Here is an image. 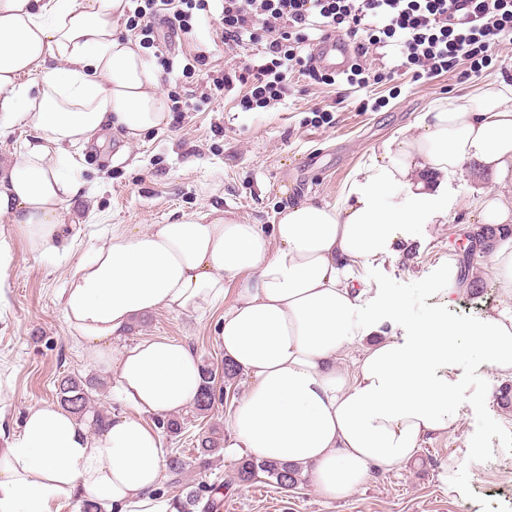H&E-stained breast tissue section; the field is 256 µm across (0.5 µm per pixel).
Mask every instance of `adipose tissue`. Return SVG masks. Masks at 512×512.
Listing matches in <instances>:
<instances>
[{
  "label": "adipose tissue",
  "mask_w": 512,
  "mask_h": 512,
  "mask_svg": "<svg viewBox=\"0 0 512 512\" xmlns=\"http://www.w3.org/2000/svg\"><path fill=\"white\" fill-rule=\"evenodd\" d=\"M128 2L0 0V130L34 133L0 167V220L31 254L54 253L62 227L79 221L84 183L70 147L102 142L109 128L132 144L170 119L140 45L115 27ZM471 162L497 185L480 192L477 223L511 224L512 85L436 100L354 169L339 200L290 204L271 228L215 209L145 231L112 228L71 270L63 313L131 412L95 428L57 406L29 409L0 449V512H50L59 500L177 512L158 493L166 450L152 419L195 402L200 360L165 337L117 356L112 341L157 310L223 304L234 282L218 334L250 386L229 417L230 447L309 468L331 499L409 460L453 424L463 358L512 376V307L472 325L434 312L409 336L387 335L385 314L404 319L406 305L386 294L384 313H364L369 285L357 269L413 240L414 225L447 223L448 179ZM357 341L355 371L338 368Z\"/></svg>",
  "instance_id": "adipose-tissue-1"
}]
</instances>
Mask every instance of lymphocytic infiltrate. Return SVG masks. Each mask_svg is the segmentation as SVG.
<instances>
[{"mask_svg": "<svg viewBox=\"0 0 512 512\" xmlns=\"http://www.w3.org/2000/svg\"><path fill=\"white\" fill-rule=\"evenodd\" d=\"M205 7L206 0H142L135 14L148 37L158 20L189 30L194 11ZM222 23L225 46L251 57L214 79L213 87L221 92L248 86L240 105L249 111L274 106L296 76L368 87L364 60L386 46L396 48L402 67L419 80L448 72L463 58L471 75H481L493 63L495 46L512 39V0H222ZM314 30L353 44L346 70L315 65L307 51Z\"/></svg>", "mask_w": 512, "mask_h": 512, "instance_id": "lymphocytic-infiltrate-1", "label": "lymphocytic infiltrate"}]
</instances>
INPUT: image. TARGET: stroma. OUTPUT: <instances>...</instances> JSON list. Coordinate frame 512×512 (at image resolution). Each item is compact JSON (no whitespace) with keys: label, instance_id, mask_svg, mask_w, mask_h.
<instances>
[{"label":"stroma","instance_id":"1","mask_svg":"<svg viewBox=\"0 0 512 512\" xmlns=\"http://www.w3.org/2000/svg\"><path fill=\"white\" fill-rule=\"evenodd\" d=\"M222 6L209 0L194 11L192 28L169 37L156 27L143 55L156 71L164 95L179 96L186 109L170 115L169 124L124 148L119 131L106 130L104 142L87 145L80 177L88 194L81 221L65 227L74 246L67 257L32 255L20 234H13L14 263L10 286L0 299V446L17 431L28 408L56 401L62 377L92 380L94 409L108 415L128 411L113 393L111 375L93 368L71 339L63 317L62 293L72 266L101 244L112 226L148 229L219 207L249 224H272L275 214L293 200L333 203L342 195L356 166L415 112L451 95L463 97L481 86L477 77L452 70L431 80L410 75L389 77L393 48L368 56L374 79L357 90L298 83L268 109L242 111L239 101L248 88L206 96L210 78L237 63L222 38ZM342 108H335L336 99ZM381 100L378 110H361L362 100ZM315 107L332 109L330 123L311 124ZM451 186L456 200L444 224H419L409 253L380 259L358 270L370 286L365 308L379 300V291L405 300L408 318L417 321L437 311L456 323H477L507 299L489 256L470 261L471 279L485 286L482 296L463 289L445 299L449 260L458 258L471 224L475 188L494 189L489 177L473 168L457 173ZM239 286L232 283L221 305L202 314H174L160 309L137 321L113 340V352L156 336L189 345L199 359L213 365L224 360L217 339L218 323L232 305ZM462 402L448 432L424 439L413 458L369 480L342 500L322 497L310 474L297 489L284 491L267 477L239 484L235 470L241 452L229 448L200 467L196 439L217 427L229 433L232 406L246 394L249 378L239 374L224 390L222 401L204 415L193 408L180 413L185 423L176 437L164 438L168 453L183 457L180 474L166 473L160 491L178 498L197 488L203 497L219 494L221 512H512V408L498 403L506 379L488 368L465 362Z\"/></svg>","mask_w":512,"mask_h":512}]
</instances>
